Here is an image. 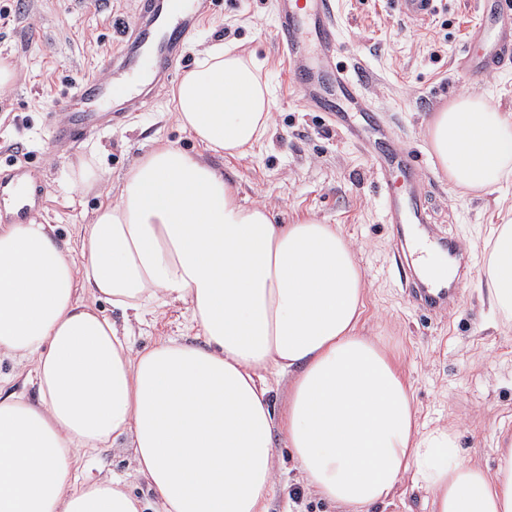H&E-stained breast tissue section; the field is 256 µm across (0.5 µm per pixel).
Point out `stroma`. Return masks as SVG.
Here are the masks:
<instances>
[{"label": "stroma", "mask_w": 512, "mask_h": 512, "mask_svg": "<svg viewBox=\"0 0 512 512\" xmlns=\"http://www.w3.org/2000/svg\"><path fill=\"white\" fill-rule=\"evenodd\" d=\"M137 5L138 0H0V9L9 12L0 18V58L17 66L14 82L0 90V165L38 171L49 187L42 223L56 225L60 239L75 238L100 204L117 199L135 160L163 141L202 154L238 185L247 203L266 205L275 223L313 216L338 226L369 281L361 331L380 337L401 358L420 424L454 425L463 455L495 469L496 442L512 434V326L494 324L480 274L490 226L512 215V180L491 193L460 194L432 156L427 137L432 115L461 94H490L500 111L512 113V65L488 76H471L456 66L466 29L476 21L474 0H439L436 15L424 22L401 14L395 0L337 3L344 61L400 143L423 154L432 221L470 260L456 278L453 305L433 317L408 299V261L383 221L369 150L350 136L347 119L333 122L312 111L285 81L273 37L276 0H221L186 43L180 65L182 73L195 70L202 50L217 43L260 63L270 91L271 130L252 154L202 152L177 123L170 83L79 145L52 138L56 103L83 75L101 70L119 40L118 21L132 19ZM82 159L91 162L94 177L80 186L74 171ZM194 336L185 308L175 304L146 314L132 345L140 350L163 337ZM276 462L269 512H336L304 488L288 449H277ZM89 468L116 477L148 512H156V497L133 470L129 449H103Z\"/></svg>", "instance_id": "obj_1"}]
</instances>
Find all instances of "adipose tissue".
I'll use <instances>...</instances> for the list:
<instances>
[{
  "label": "adipose tissue",
  "mask_w": 512,
  "mask_h": 512,
  "mask_svg": "<svg viewBox=\"0 0 512 512\" xmlns=\"http://www.w3.org/2000/svg\"><path fill=\"white\" fill-rule=\"evenodd\" d=\"M260 65L208 51L173 93L205 151L243 156L265 137ZM449 182L492 192L512 177V113L463 95L427 128ZM487 302L512 325V221L494 225ZM368 281L333 224L274 223L201 156L152 146L76 244L51 224L0 225V360L29 365L36 401L0 379V512H143L83 458L130 439L160 512H268L275 434L304 480L342 512L390 502L405 476L429 512H512V437L489 471L454 425L421 428L399 361L359 332ZM121 312L115 322L99 309ZM186 307L204 342L133 350L131 320ZM287 378L284 410L270 381Z\"/></svg>",
  "instance_id": "ef3b65f1"
}]
</instances>
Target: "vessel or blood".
<instances>
[{
	"label": "vessel or blood",
	"mask_w": 512,
	"mask_h": 512,
	"mask_svg": "<svg viewBox=\"0 0 512 512\" xmlns=\"http://www.w3.org/2000/svg\"><path fill=\"white\" fill-rule=\"evenodd\" d=\"M401 12L429 19L435 0H396ZM217 0H139L136 22L126 25L113 55L100 74L87 75L61 98L53 115L56 140L76 143L89 132L122 117L121 104L145 99L154 87L180 75L183 48L200 16L212 14ZM486 26L468 33L459 68L482 75L512 59V0H476ZM335 0H278L275 39L288 58V74L303 99L316 111L334 115L337 102L346 111L371 112L362 83L346 65L337 63ZM385 221L408 227V239L420 243L431 215L422 202L424 168L418 155L390 145L377 156ZM45 184L32 180L24 168L0 170V218L23 224L34 218ZM419 309L435 315L447 309L451 284L426 277L408 283Z\"/></svg>",
	"instance_id": "vessel-or-blood-1"
}]
</instances>
